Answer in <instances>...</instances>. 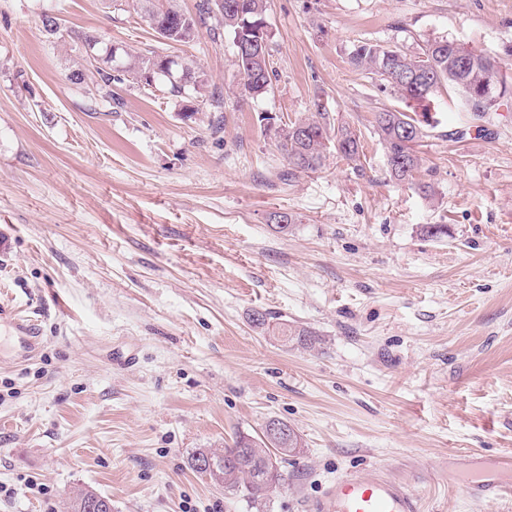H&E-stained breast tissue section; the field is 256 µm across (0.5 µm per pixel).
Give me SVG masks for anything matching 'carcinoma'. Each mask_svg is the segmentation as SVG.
I'll return each instance as SVG.
<instances>
[{"mask_svg": "<svg viewBox=\"0 0 512 512\" xmlns=\"http://www.w3.org/2000/svg\"><path fill=\"white\" fill-rule=\"evenodd\" d=\"M140 4L153 31L173 44L195 40L202 18L180 11L174 0H108L113 9L122 11L129 2ZM267 0H207L206 14L216 17L224 34L230 38L235 65L241 76L239 94L260 97L267 93L274 71L271 61L270 34L265 12ZM350 64L364 69L387 83L404 102L402 109H383L375 113V129L384 148L389 175L400 182H413L420 168L414 149L424 128L434 124L433 100L443 87L456 91L463 106L479 117L494 112L509 89L502 74L501 59L478 52L448 39L427 41L418 52L407 54L398 48L370 41H359L349 53ZM162 57H143L126 48H107L97 55L93 66L99 80L112 84L117 70L135 83L149 84L147 73L158 77ZM169 93L205 103L206 75L188 61L175 62ZM314 115L286 123L275 130L278 149L288 163V175L315 173L321 169L328 149L352 164L360 161L359 135L348 125L335 124L321 103L314 102ZM291 442H282L280 450L269 449L264 437L240 436L230 448L200 449L191 458L192 466L201 460L210 478L235 493L244 488L254 502L268 498L286 484L281 464L300 453L301 438L289 428Z\"/></svg>", "mask_w": 512, "mask_h": 512, "instance_id": "carcinoma-1", "label": "carcinoma"}]
</instances>
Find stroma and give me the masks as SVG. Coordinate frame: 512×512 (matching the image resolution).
<instances>
[{"label":"stroma","mask_w":512,"mask_h":512,"mask_svg":"<svg viewBox=\"0 0 512 512\" xmlns=\"http://www.w3.org/2000/svg\"><path fill=\"white\" fill-rule=\"evenodd\" d=\"M266 21L276 74L242 99L214 18L167 45L105 0H0V304L40 331L25 358L0 320V512L81 489L112 512H304L378 467L423 512H512L448 476L449 456L512 450V94L483 119L440 97L402 183L373 128L399 100L348 60L363 39L502 55L512 0H268ZM88 35L194 62L217 105L188 118L160 82L71 81ZM318 100L360 134L362 168L331 150L283 179L262 118ZM271 418L303 447L270 499L192 467Z\"/></svg>","instance_id":"1"}]
</instances>
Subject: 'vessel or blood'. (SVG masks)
<instances>
[{
	"instance_id": "1",
	"label": "vessel or blood",
	"mask_w": 512,
	"mask_h": 512,
	"mask_svg": "<svg viewBox=\"0 0 512 512\" xmlns=\"http://www.w3.org/2000/svg\"><path fill=\"white\" fill-rule=\"evenodd\" d=\"M11 325L24 355L32 356L39 340L34 324L15 318ZM511 471L512 456L493 459L489 467L482 469L479 480L470 484V494L486 501L497 499L512 489V480L507 477ZM306 512H421V508L418 496L406 483L380 471L366 477L349 472L311 500Z\"/></svg>"
}]
</instances>
